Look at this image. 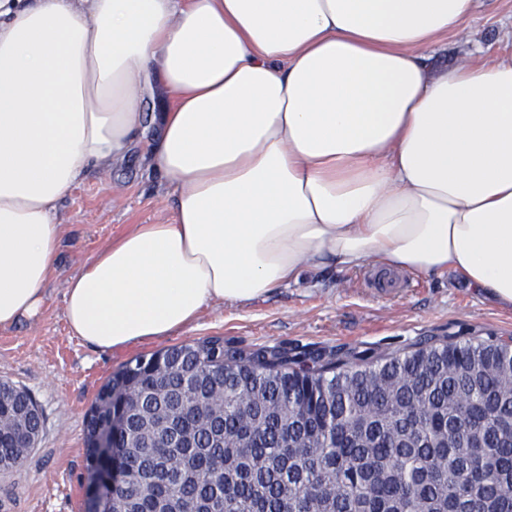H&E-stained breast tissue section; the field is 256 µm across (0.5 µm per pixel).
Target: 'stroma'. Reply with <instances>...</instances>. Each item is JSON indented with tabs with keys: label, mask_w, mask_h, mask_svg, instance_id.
Returning a JSON list of instances; mask_svg holds the SVG:
<instances>
[{
	"label": "stroma",
	"mask_w": 512,
	"mask_h": 512,
	"mask_svg": "<svg viewBox=\"0 0 512 512\" xmlns=\"http://www.w3.org/2000/svg\"><path fill=\"white\" fill-rule=\"evenodd\" d=\"M511 53L512 0H483L461 31L429 55L435 68L451 70ZM171 219L167 189L141 144L118 170L90 173L61 201L65 234L43 312L0 329V381L30 391L44 419L23 464L0 468V512H85V415L112 374L136 356L211 336L244 350L299 344L364 350L376 358L401 356L424 342L512 337V311L460 277L401 272L385 286L371 264L308 276L244 306L206 308L195 326L160 340L102 352L72 336L64 315L67 280L131 225Z\"/></svg>",
	"instance_id": "stroma-1"
}]
</instances>
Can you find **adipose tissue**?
<instances>
[{"instance_id": "obj_1", "label": "adipose tissue", "mask_w": 512, "mask_h": 512, "mask_svg": "<svg viewBox=\"0 0 512 512\" xmlns=\"http://www.w3.org/2000/svg\"><path fill=\"white\" fill-rule=\"evenodd\" d=\"M479 6L0 0V327L42 313L60 201L152 125L171 222L133 225L66 286L96 349L372 262L512 309V56L427 55Z\"/></svg>"}]
</instances>
